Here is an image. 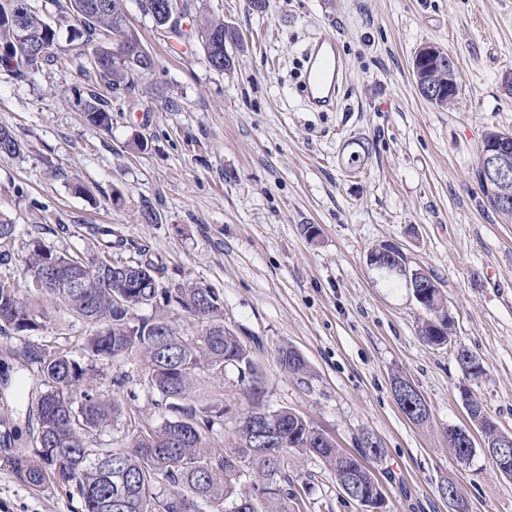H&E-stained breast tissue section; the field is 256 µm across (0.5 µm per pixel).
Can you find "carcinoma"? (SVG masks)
I'll list each match as a JSON object with an SVG mask.
<instances>
[{"label": "carcinoma", "instance_id": "cac0c4a2", "mask_svg": "<svg viewBox=\"0 0 512 512\" xmlns=\"http://www.w3.org/2000/svg\"><path fill=\"white\" fill-rule=\"evenodd\" d=\"M123 2L71 0L74 16L88 34V54L95 59L92 67L112 91L131 95L138 79L153 71L156 62L147 56L142 65L132 69L121 60L127 53L143 50L136 29L125 25L118 32L113 30L114 18L125 16ZM140 2L157 25L168 24L171 12L159 8L163 0ZM26 30L52 47V53L33 58L39 49L26 44ZM199 32L208 64L217 65L219 72L231 69L232 64H224V45H241L239 32L206 15L200 18ZM98 34L110 41L93 42ZM58 47L56 28L33 10L30 0H0L1 68L25 78L43 63L54 61ZM420 76L422 82L441 90L430 103L444 107L453 102L448 84L454 78L448 66L430 58L420 65ZM83 114L94 126L107 128L112 123L104 102H85ZM20 153L17 139L0 127V156ZM96 233L104 238L102 248L88 256L58 252L37 237L31 239L22 259L25 286L0 281V334L29 336L40 330L47 319L45 303L92 324L93 333L76 340L75 347L95 361L140 357L136 385L159 394L171 417L158 425L137 426L121 448L85 453L91 432L110 424L118 401L96 390V365L75 360L68 350L26 342L20 355L36 366L40 392L35 396L38 427L32 447L5 460L20 481L38 491L51 482H73L83 512H232L235 499L249 502L242 512H289L288 503L297 499L298 492L288 476V457L297 452L323 459L338 485L349 481L366 501L376 502L380 484L368 463L380 459L382 449L360 447L354 454L344 452L333 441L313 433L299 413L288 408L267 409L262 404L264 378L247 346L224 329L220 296L190 283L167 286L161 277L164 268L158 264L112 254L111 228L99 227ZM114 266L144 269L154 286L133 289L130 283L112 276ZM433 293L436 299L427 305L431 318L421 327V336L431 344L446 345L454 321L445 312L443 295L436 288ZM122 295L127 296L132 311L150 307L155 314L140 317L138 326L131 325L113 308L114 299ZM170 311L201 324V334L184 336L168 316ZM276 361L287 375L303 380L309 376L306 359L288 345L278 348ZM228 367L237 370L248 404L238 415L241 423L233 441L221 447L210 444V435L215 427L224 425V407L188 404L186 400L206 381L224 380ZM468 400L469 421L481 425L485 439L495 441L506 435L476 398ZM272 475L280 491L255 495L252 484ZM159 485L167 487L166 493L156 492Z\"/></svg>", "mask_w": 512, "mask_h": 512}]
</instances>
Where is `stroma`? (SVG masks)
Here are the masks:
<instances>
[{
	"label": "stroma",
	"instance_id": "obj_1",
	"mask_svg": "<svg viewBox=\"0 0 512 512\" xmlns=\"http://www.w3.org/2000/svg\"><path fill=\"white\" fill-rule=\"evenodd\" d=\"M56 25L60 50L20 81L0 71V125L22 143L0 157V214L18 226L0 279L22 282L31 238L60 252L98 250L94 225H111L123 255L142 249L167 283L184 280L224 299V327L247 345L264 375V402L289 408L354 451L364 433L384 453L373 465L385 512H448L439 487L453 482L469 512H512V478L476 451L462 464L447 429L468 424L471 392L512 434V224L502 223L478 182L487 130L512 131V0H178L176 23L156 26L139 0L129 23L158 60L139 91L112 92L72 39L68 0H31ZM238 29L235 67L211 69L196 33L199 14ZM334 33L347 65L342 108L304 105L302 50L317 31ZM433 43L455 62L460 92L437 107L417 87L415 51ZM97 96L112 126L89 125L78 99ZM139 135L147 152L129 150ZM160 212L140 220L145 204ZM319 229L309 239L303 228ZM401 248L413 268L440 284L454 320L452 342L426 343L428 314L404 281L367 262L370 250ZM90 324L51 315L33 342L70 348ZM24 339L0 336V434L27 435L28 393L36 380L17 357ZM289 345L308 360L306 381L283 374L275 351ZM484 368L468 378L456 354ZM138 360L106 363L100 390L121 411L88 444L124 443L133 422L161 423L157 395L129 399L116 378L136 380ZM405 374L430 409L414 424L390 385ZM0 512H81L72 488L33 491L4 463ZM288 474L303 494L291 512H363L314 455L291 457Z\"/></svg>",
	"mask_w": 512,
	"mask_h": 512
}]
</instances>
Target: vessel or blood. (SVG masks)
<instances>
[{"label": "vessel or blood", "mask_w": 512, "mask_h": 512, "mask_svg": "<svg viewBox=\"0 0 512 512\" xmlns=\"http://www.w3.org/2000/svg\"><path fill=\"white\" fill-rule=\"evenodd\" d=\"M304 56L307 107L315 112L335 110L339 103V87L347 75L336 36L323 31L315 34L310 38Z\"/></svg>", "instance_id": "obj_1"}]
</instances>
